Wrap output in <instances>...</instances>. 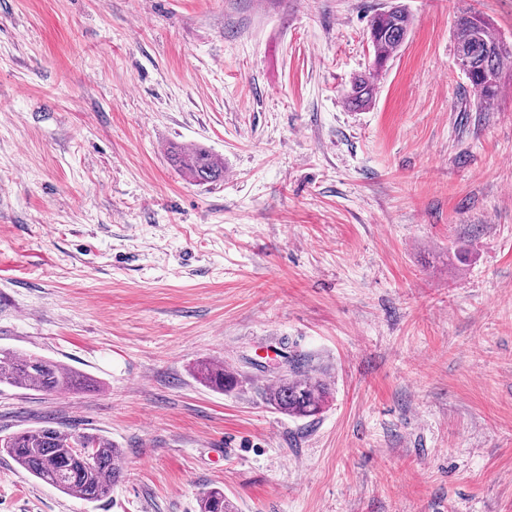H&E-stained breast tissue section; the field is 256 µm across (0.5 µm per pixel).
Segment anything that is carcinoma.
<instances>
[{
    "label": "carcinoma",
    "instance_id": "1",
    "mask_svg": "<svg viewBox=\"0 0 512 512\" xmlns=\"http://www.w3.org/2000/svg\"><path fill=\"white\" fill-rule=\"evenodd\" d=\"M412 18L400 5L378 12L369 21V40L374 52L372 72L355 78L345 94L349 107L360 109L372 102L377 75L405 42ZM456 55L470 61L465 75L477 92V107L486 110L496 97L505 62L512 49L497 37L491 23L475 12H464L456 20ZM174 162L198 183H211L224 177V165L202 145H192L175 153ZM199 374L204 383L220 392L237 384L235 373L224 365L209 362ZM79 377L61 364L40 356H22L0 348V386L45 393L73 390ZM271 407L294 418L318 415L328 395L327 384L303 370L300 362L291 364L290 375L279 376L263 390ZM84 448L80 454L77 449ZM0 452L36 479L59 491L88 502L101 501L122 477L118 461L120 449L112 442L90 434L73 433L59 426L44 425L23 429L0 438ZM200 512H235L224 489L212 487L202 492Z\"/></svg>",
    "mask_w": 512,
    "mask_h": 512
}]
</instances>
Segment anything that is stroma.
Here are the masks:
<instances>
[{"label": "stroma", "mask_w": 512, "mask_h": 512, "mask_svg": "<svg viewBox=\"0 0 512 512\" xmlns=\"http://www.w3.org/2000/svg\"><path fill=\"white\" fill-rule=\"evenodd\" d=\"M0 0V348L88 381L0 387V436L123 451L90 503L0 454V512H512V62L486 111L455 23L512 0ZM224 164L199 184L174 148ZM302 360L309 419L263 388ZM223 362V393L195 375ZM412 18L400 5L378 12L369 21V40L374 52V69L367 75L355 78L345 94L347 105L353 109L366 107L372 102L377 75L386 62L405 42ZM200 512H235L220 487H212L202 492L199 500Z\"/></svg>", "instance_id": "obj_1"}]
</instances>
